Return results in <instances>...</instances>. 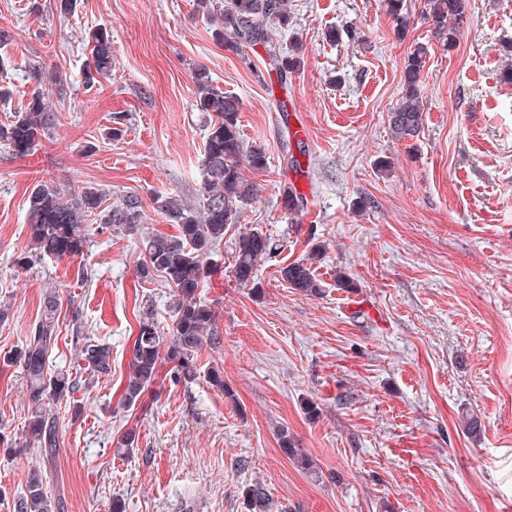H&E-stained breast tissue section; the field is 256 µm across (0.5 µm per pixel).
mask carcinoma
<instances>
[{
	"label": "carcinoma",
	"instance_id": "obj_1",
	"mask_svg": "<svg viewBox=\"0 0 512 512\" xmlns=\"http://www.w3.org/2000/svg\"><path fill=\"white\" fill-rule=\"evenodd\" d=\"M387 10L396 30H407L408 18L403 0H387ZM468 0H427L425 19L435 33L453 44L460 22L468 14ZM197 11L213 26L216 40L231 51L245 45L261 43L278 61L280 81H287L297 65V58L277 43L270 41V32L285 29L291 21L288 0H198ZM91 62L86 71V84L91 88L99 78L112 71V40L103 29L90 35ZM427 48L419 45L404 58L402 77L405 93L387 114L391 134L398 140L414 139L423 126L424 103L419 89L426 65ZM198 111L208 116L204 149L199 159L196 195L198 206L180 203L174 197L158 201L166 221L177 225L175 237L153 236L143 241V258L138 273L142 278L160 275L173 292L174 315L169 336L148 316L139 321V328L129 361V378L124 386V401L132 406L145 390L157 383L163 365H171V374L178 381L190 383L196 378V359L204 346L217 347L221 338L214 331L218 318L215 305L201 298L199 288L209 271L213 251L223 242L228 225L238 222L242 207L256 198L255 184L246 179L243 169L263 171L268 155L260 145H247L239 120L240 100L212 84L206 68L195 70ZM57 112L40 91L33 93L25 111L14 120L0 125V143L13 155L25 157L56 126ZM104 195L96 188H84L64 198L61 190L48 181L35 184L27 199L29 224L34 255L23 256L18 264L28 266L38 257L60 260L81 254L87 241V220L113 224L127 231L138 230L144 214L138 202L129 199L120 205L104 206ZM278 250L272 237L259 229L241 235L234 259L233 273L241 285L254 283L257 263L273 257ZM296 261L280 269L281 279L307 294L319 295L322 284L316 278L312 261ZM59 310V295L46 294L41 318L12 357L25 373L27 391L32 402L27 423L28 444L42 454L51 456L58 445L55 417L46 406L54 405L71 392L79 382L69 371H49L48 360L55 344L53 336ZM79 357L87 369L99 376L111 372L109 347L91 336L84 337ZM464 433L472 440L481 439L482 422L474 412L461 415ZM283 454L297 467L310 471L313 464L305 449L283 432L279 436ZM244 492L256 509L268 508L269 493L261 483L248 485ZM55 501L49 498L41 474L29 473L25 489L14 499L13 512H54Z\"/></svg>",
	"mask_w": 512,
	"mask_h": 512
}]
</instances>
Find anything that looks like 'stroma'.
<instances>
[{
  "mask_svg": "<svg viewBox=\"0 0 512 512\" xmlns=\"http://www.w3.org/2000/svg\"><path fill=\"white\" fill-rule=\"evenodd\" d=\"M292 23L273 32L301 65L280 83L263 46L231 52L196 0H0V124L35 90L59 121L29 156L0 144V512H12L29 469L47 473L62 512H253L244 486L265 484L273 512H512V0H470L446 45L405 0L398 36L385 0H291ZM112 37V74L83 77L88 40ZM427 49L418 138L395 140L387 114L401 99L402 66ZM237 96L247 144L265 145L258 195L212 256L201 297L219 312L221 343L198 355L197 378L169 369L134 406L122 403L141 310L161 328L172 292L138 274L142 235L174 236L156 205H196L207 118L192 75ZM60 83H52V76ZM390 169H379L381 159ZM62 193L94 187L108 203L138 201V233L90 222L82 255L17 265L31 249L27 197L39 181ZM304 197L288 210L286 184ZM260 229L284 249L239 285V237ZM320 256L313 297L279 270ZM355 283L337 288V272ZM60 296L50 370L77 376L54 405L53 458L23 450L31 402L7 357L24 344L44 295ZM112 349V374L78 357L84 335ZM223 387L209 382L211 370ZM314 403L316 413L305 411ZM481 419L480 442L460 416ZM136 429L130 454L117 450ZM288 430L314 469L279 447ZM247 469H240V459Z\"/></svg>",
  "mask_w": 512,
  "mask_h": 512,
  "instance_id": "stroma-1",
  "label": "stroma"
}]
</instances>
